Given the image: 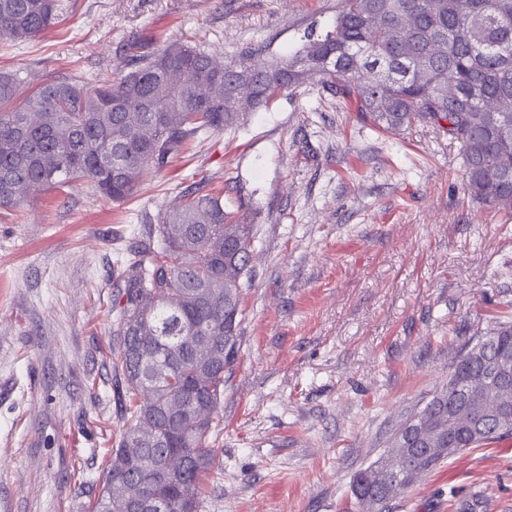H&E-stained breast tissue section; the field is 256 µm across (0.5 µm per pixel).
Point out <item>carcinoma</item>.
<instances>
[{
    "label": "carcinoma",
    "instance_id": "cac0c4a2",
    "mask_svg": "<svg viewBox=\"0 0 512 512\" xmlns=\"http://www.w3.org/2000/svg\"><path fill=\"white\" fill-rule=\"evenodd\" d=\"M63 10L62 0H0V38L33 39ZM313 79L383 130L427 124L448 135L458 146L464 194L512 212V0H343L332 29L308 34L289 58L258 48L218 68L205 50L172 42L91 89L71 77L42 80L17 105L21 70L0 72V208L77 180L123 201L191 138L241 125L246 113L224 105L238 85L250 86L259 108ZM252 238L253 225L236 221L221 196L196 188L147 225L120 262L112 368L123 429L88 512H120L114 493L126 489L163 501L162 512H198L218 455L208 439L224 399V369L238 354ZM477 347L456 364V379L397 429L391 449L353 476L359 504L385 512L391 490L410 487L420 455L404 444L412 427L441 429L427 472L512 431V394L509 423L482 418L465 436L454 424L487 368L512 361V322L497 323ZM168 457L191 465L165 476Z\"/></svg>",
    "mask_w": 512,
    "mask_h": 512
}]
</instances>
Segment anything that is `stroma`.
<instances>
[{
	"mask_svg": "<svg viewBox=\"0 0 512 512\" xmlns=\"http://www.w3.org/2000/svg\"><path fill=\"white\" fill-rule=\"evenodd\" d=\"M56 27L0 39L22 84L89 87L188 41L221 60L285 55L331 29L340 0H63ZM458 148L387 132L301 88L203 135L121 202L90 183L0 210V512H85L123 422L112 397L118 256L144 216L199 185L254 227L240 349L209 437L199 512H361L352 476L512 318V217L471 203ZM512 512V434L444 460L386 512Z\"/></svg>",
	"mask_w": 512,
	"mask_h": 512,
	"instance_id": "stroma-1",
	"label": "stroma"
}]
</instances>
